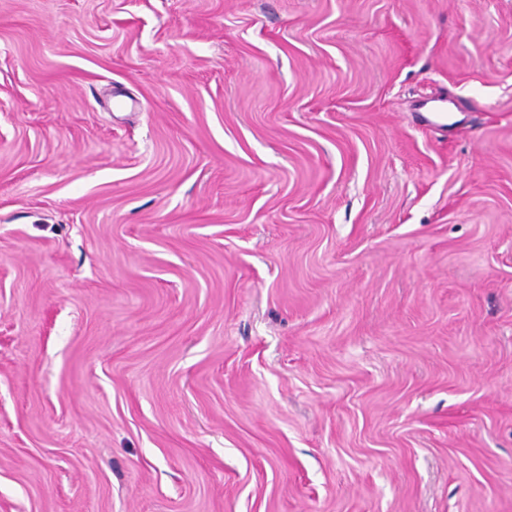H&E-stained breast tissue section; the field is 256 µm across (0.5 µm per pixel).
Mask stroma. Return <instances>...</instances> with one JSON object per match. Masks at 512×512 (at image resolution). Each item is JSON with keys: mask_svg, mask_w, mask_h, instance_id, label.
I'll list each match as a JSON object with an SVG mask.
<instances>
[{"mask_svg": "<svg viewBox=\"0 0 512 512\" xmlns=\"http://www.w3.org/2000/svg\"><path fill=\"white\" fill-rule=\"evenodd\" d=\"M0 512H512V0H0Z\"/></svg>", "mask_w": 512, "mask_h": 512, "instance_id": "35a3bbf8", "label": "stroma"}]
</instances>
